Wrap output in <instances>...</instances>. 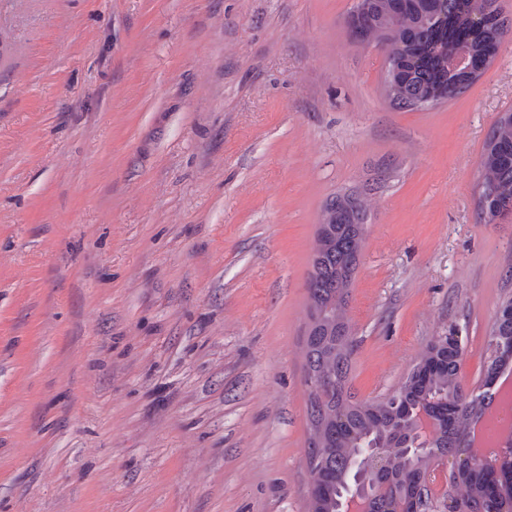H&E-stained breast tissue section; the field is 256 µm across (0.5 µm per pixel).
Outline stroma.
Listing matches in <instances>:
<instances>
[{
    "label": "stroma",
    "instance_id": "35a3bbf8",
    "mask_svg": "<svg viewBox=\"0 0 512 512\" xmlns=\"http://www.w3.org/2000/svg\"><path fill=\"white\" fill-rule=\"evenodd\" d=\"M356 0H0V512H306L300 339L332 196L368 203L361 399L463 336L480 385L512 214L479 164L512 39L400 110Z\"/></svg>",
    "mask_w": 512,
    "mask_h": 512
}]
</instances>
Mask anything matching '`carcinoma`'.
Returning <instances> with one entry per match:
<instances>
[{
	"instance_id": "obj_1",
	"label": "carcinoma",
	"mask_w": 512,
	"mask_h": 512,
	"mask_svg": "<svg viewBox=\"0 0 512 512\" xmlns=\"http://www.w3.org/2000/svg\"><path fill=\"white\" fill-rule=\"evenodd\" d=\"M371 18L364 27L369 41L385 40L389 45L390 66L398 67L387 98L398 109L422 106L429 92L448 89L453 99L467 90L461 74L446 68L442 60L440 38L448 37V52L455 40L448 34V17L457 27L470 31L464 48L474 56L491 62L501 44L502 32L512 29V21L503 17L498 0H412L401 10H389L387 4L370 6ZM476 12L491 18L482 29H472L470 16ZM481 214L493 221L498 213L512 212V122L497 121L486 142L481 161ZM325 212L334 214L330 224L317 227L312 261L307 280V318L302 336L305 380L324 384L321 395L308 391L307 418L309 438L307 466L310 482L324 492L309 504L310 512H335L336 496L349 481L348 464L359 448L374 443L394 448L392 436L402 428L400 409L386 398L367 404L351 393L348 375L353 341L347 302L359 257L365 243L368 205L354 193L337 194L326 204ZM491 339L502 348L484 368V378L498 374L512 361V318L494 322ZM463 350L440 353L443 369L424 380L406 385L403 400L407 413L431 406L441 421L437 436L427 442L428 451L398 462L386 478L385 498L374 512L420 497L425 458L443 455L461 447L464 431L482 410L479 401L464 407L458 370ZM487 471L471 468L453 482V494L465 502L483 500L487 510L512 512V480L501 483L496 494L486 487Z\"/></svg>"
}]
</instances>
